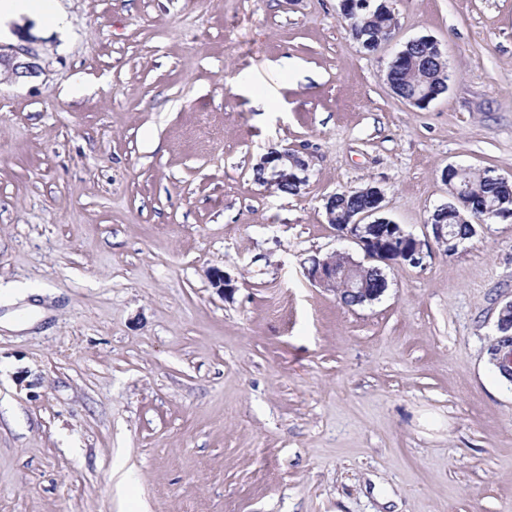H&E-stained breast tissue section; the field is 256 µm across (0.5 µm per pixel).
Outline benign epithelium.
<instances>
[{"mask_svg": "<svg viewBox=\"0 0 512 512\" xmlns=\"http://www.w3.org/2000/svg\"><path fill=\"white\" fill-rule=\"evenodd\" d=\"M371 8L370 0H340L341 14L350 17L360 10ZM22 44L4 46L0 44V78L16 81L21 77L37 73V55L27 46L32 41L27 34L20 35ZM298 153L284 148L273 149L260 158L256 168L262 172L264 185L278 188L284 184L294 183L301 187L308 180L307 165L296 162ZM358 193L371 197L372 206L368 210L354 211L347 215L346 223L338 230L340 236L354 241L372 265L366 266L361 261L348 259L343 276L336 273V254L324 258L312 256L310 265L304 267L309 281L321 288L336 292L342 290L350 294L351 299L361 305L378 300L388 288L384 268L393 264L409 263L414 266L423 264L431 254L423 250L425 242L405 231L401 225L379 216L382 211L384 195L378 188L367 187ZM373 218L367 223L365 219ZM433 241L444 252L452 254L458 250L457 244L448 238V225H431ZM374 274L379 280V287H367L366 273ZM213 288L224 295L235 289L232 278L223 271L210 273ZM512 314V299L504 301L496 321V339L488 347L489 362L499 373L512 383V322H505Z\"/></svg>", "mask_w": 512, "mask_h": 512, "instance_id": "obj_1", "label": "benign epithelium"}]
</instances>
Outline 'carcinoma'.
<instances>
[{
    "label": "carcinoma",
    "mask_w": 512,
    "mask_h": 512,
    "mask_svg": "<svg viewBox=\"0 0 512 512\" xmlns=\"http://www.w3.org/2000/svg\"><path fill=\"white\" fill-rule=\"evenodd\" d=\"M395 27L394 14L391 11L373 12L361 18L359 25L350 28L352 36L359 42L370 41L373 48L387 40ZM410 62L404 67H397L386 73L387 81L397 89L403 97H411L423 91L434 98L444 94L448 88L445 71L446 60L437 54L435 47L429 42H412L405 47ZM452 185L459 189V195L469 205L450 202L434 210L431 222L448 225V231L458 243L474 237L480 220L491 208L500 204L497 184L488 178V171H468L457 176ZM368 204L367 197L353 192L336 197L332 203L333 219L330 224H341L345 212Z\"/></svg>",
    "instance_id": "1"
}]
</instances>
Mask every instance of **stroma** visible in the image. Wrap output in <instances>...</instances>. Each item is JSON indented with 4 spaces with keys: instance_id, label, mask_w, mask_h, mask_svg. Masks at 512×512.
<instances>
[{
    "instance_id": "35a3bbf8",
    "label": "stroma",
    "mask_w": 512,
    "mask_h": 512,
    "mask_svg": "<svg viewBox=\"0 0 512 512\" xmlns=\"http://www.w3.org/2000/svg\"><path fill=\"white\" fill-rule=\"evenodd\" d=\"M59 6L0 34L40 65L0 84V317L46 312L0 328V512H512V220L363 307L303 273L363 257L332 193L378 186L422 238L446 166L512 176V0H395L374 51L339 0ZM422 36L424 109L386 80ZM274 148L298 194L255 181ZM425 39L428 42L418 41L412 42L406 47L404 46L406 54L410 58V62L404 67H397L403 66L408 62L405 51L403 49L399 50L388 65L394 69L386 73L387 81L394 85L389 83L391 89L398 96L400 95L402 99L418 108L427 107L435 100L432 97L438 98L448 88L447 62L444 57L440 56L443 53L434 39L430 37H425ZM431 43L436 45L439 51L438 54ZM445 73L446 76L443 77ZM420 91L426 92L432 97L426 93H421L413 98L405 99ZM296 157H300L299 154L288 148L271 149L261 157L255 168L262 172L264 185L276 190L288 183L297 184L299 188L305 185L308 180L307 165L305 161L303 164L296 162ZM282 193L295 194L297 187L288 184ZM508 313L512 315V299L504 301L496 321L497 338L488 347L489 362L512 384V322L506 323Z\"/></svg>"
}]
</instances>
